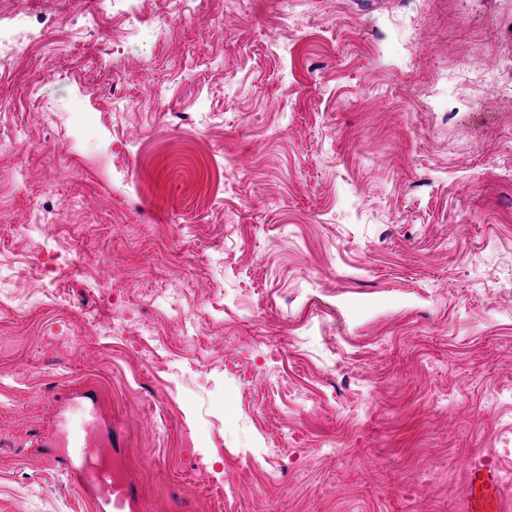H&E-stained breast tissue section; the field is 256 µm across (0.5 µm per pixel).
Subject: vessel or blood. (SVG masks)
I'll return each mask as SVG.
<instances>
[{
  "mask_svg": "<svg viewBox=\"0 0 512 512\" xmlns=\"http://www.w3.org/2000/svg\"><path fill=\"white\" fill-rule=\"evenodd\" d=\"M100 420V409L90 405L83 410L81 426L69 427L65 439L64 461L70 481L83 489L100 512H126L129 490L112 471V461L101 449L92 447L89 429ZM500 476L495 469L472 475L469 485V512H498Z\"/></svg>",
  "mask_w": 512,
  "mask_h": 512,
  "instance_id": "vessel-or-blood-1",
  "label": "vessel or blood"
}]
</instances>
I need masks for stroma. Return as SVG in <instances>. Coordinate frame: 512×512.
Masks as SVG:
<instances>
[{"mask_svg":"<svg viewBox=\"0 0 512 512\" xmlns=\"http://www.w3.org/2000/svg\"><path fill=\"white\" fill-rule=\"evenodd\" d=\"M132 7L170 39L48 42L0 78V260L44 272L0 288V512H95L47 441L75 393L114 458L143 451L131 512H202L185 454L225 485L222 449L262 469L283 443L224 512H455L446 485L406 489L422 457L460 470L512 436V0ZM118 290L146 303L153 360L87 334ZM268 346L317 413L267 386Z\"/></svg>","mask_w":512,"mask_h":512,"instance_id":"stroma-1","label":"stroma"}]
</instances>
